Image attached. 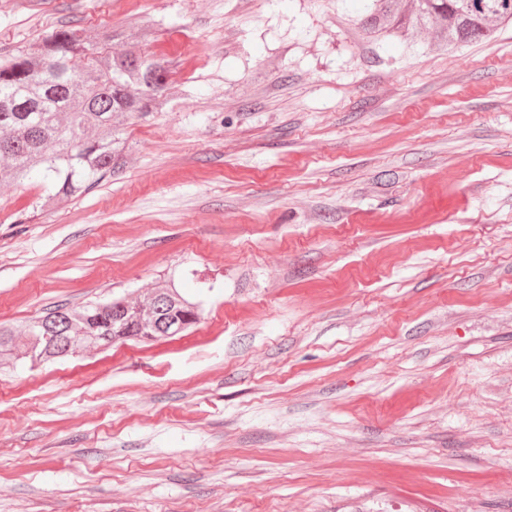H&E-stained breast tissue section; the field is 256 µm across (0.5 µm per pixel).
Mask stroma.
<instances>
[{
  "label": "stroma",
  "mask_w": 512,
  "mask_h": 512,
  "mask_svg": "<svg viewBox=\"0 0 512 512\" xmlns=\"http://www.w3.org/2000/svg\"><path fill=\"white\" fill-rule=\"evenodd\" d=\"M361 8L0 0V55L138 26L168 70L111 177L0 182V323L170 280L203 310L0 363V512H512V25L375 43Z\"/></svg>",
  "instance_id": "obj_1"
}]
</instances>
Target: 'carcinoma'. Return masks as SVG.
Masks as SVG:
<instances>
[{
  "mask_svg": "<svg viewBox=\"0 0 512 512\" xmlns=\"http://www.w3.org/2000/svg\"><path fill=\"white\" fill-rule=\"evenodd\" d=\"M364 2L356 22L374 42L431 29L446 48L489 40L512 23V0H415L410 9L401 0ZM117 35L129 49L102 61L89 56L77 30L63 27L0 59V179L20 182L36 169L51 198L64 201L112 174L126 149L124 122L153 110L166 85L162 65L140 49L144 34L109 27L101 43ZM200 318L199 305L169 283L145 305L118 296L78 310L55 308L27 326L22 345L14 327L0 324V356L33 370L87 347L186 334Z\"/></svg>",
  "mask_w": 512,
  "mask_h": 512,
  "instance_id": "obj_1",
  "label": "carcinoma"
}]
</instances>
